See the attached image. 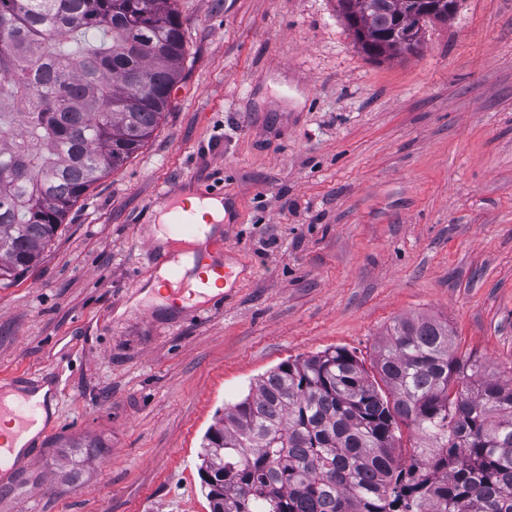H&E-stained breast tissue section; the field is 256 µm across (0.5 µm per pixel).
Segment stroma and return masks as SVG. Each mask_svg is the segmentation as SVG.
Returning <instances> with one entry per match:
<instances>
[{"instance_id": "1", "label": "stroma", "mask_w": 512, "mask_h": 512, "mask_svg": "<svg viewBox=\"0 0 512 512\" xmlns=\"http://www.w3.org/2000/svg\"><path fill=\"white\" fill-rule=\"evenodd\" d=\"M185 59L151 138L0 287V384L56 370L50 436L0 512H210L203 436L280 363L373 370L401 319L512 378V0H456L373 59L338 0H176ZM232 210L224 308L144 298L159 190ZM188 191L192 194L197 196L199 199H217V200H207L203 203H200L198 199L189 198L190 204L192 208H194L197 211L199 219L203 220V214H207L210 217H213L216 220L222 219L224 215V193L221 191H218L213 188H208L207 185L202 183H194L192 186H189ZM222 204V205H221ZM224 223V217L220 221H213L212 224H223ZM202 224L204 222L202 221Z\"/></svg>"}]
</instances>
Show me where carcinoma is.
Returning <instances> with one entry per match:
<instances>
[{"mask_svg": "<svg viewBox=\"0 0 512 512\" xmlns=\"http://www.w3.org/2000/svg\"><path fill=\"white\" fill-rule=\"evenodd\" d=\"M358 2L367 37L396 25ZM184 53L174 0H0V286L150 139ZM376 371L335 347L262 376L205 434L210 512H512V379L435 321H397Z\"/></svg>", "mask_w": 512, "mask_h": 512, "instance_id": "cac0c4a2", "label": "carcinoma"}]
</instances>
